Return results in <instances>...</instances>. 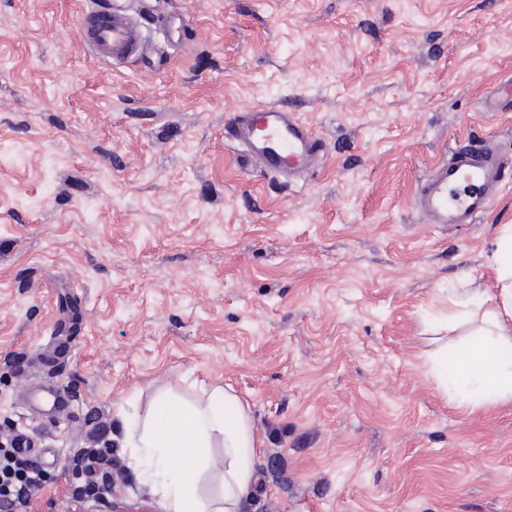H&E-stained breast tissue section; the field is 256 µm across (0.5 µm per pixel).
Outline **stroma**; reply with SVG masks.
<instances>
[{
  "label": "stroma",
  "mask_w": 512,
  "mask_h": 512,
  "mask_svg": "<svg viewBox=\"0 0 512 512\" xmlns=\"http://www.w3.org/2000/svg\"><path fill=\"white\" fill-rule=\"evenodd\" d=\"M87 3L0 0V421L37 443L34 512H163L119 408L224 384L282 458L263 512H512V404L462 408L425 368L452 299L494 285L512 189L474 224L413 209L455 143L512 157V112L480 109L512 0H159L150 58L118 66L78 41ZM268 105L322 141L287 184L224 136ZM97 428L122 471L78 503Z\"/></svg>",
  "instance_id": "stroma-1"
}]
</instances>
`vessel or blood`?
<instances>
[{
	"instance_id": "obj_1",
	"label": "vessel or blood",
	"mask_w": 512,
	"mask_h": 512,
	"mask_svg": "<svg viewBox=\"0 0 512 512\" xmlns=\"http://www.w3.org/2000/svg\"><path fill=\"white\" fill-rule=\"evenodd\" d=\"M81 37L96 58L111 63L148 48L142 19L124 9L84 11ZM230 134L250 163L290 181L322 161L319 138L283 106L237 114ZM511 184L512 161L485 139L449 150L418 182L414 209L428 224H472Z\"/></svg>"
}]
</instances>
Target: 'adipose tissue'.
I'll use <instances>...</instances> for the list:
<instances>
[{"instance_id": "ef3b65f1", "label": "adipose tissue", "mask_w": 512, "mask_h": 512, "mask_svg": "<svg viewBox=\"0 0 512 512\" xmlns=\"http://www.w3.org/2000/svg\"><path fill=\"white\" fill-rule=\"evenodd\" d=\"M495 288L471 289L461 298L473 341L458 352L456 375L448 373V350L430 355L427 370L437 388L462 390L478 407L512 403V225H502L489 258ZM131 444L129 463L164 512H248L260 490L263 446L250 404L231 387L202 397L159 394L142 413L123 412ZM223 451L214 461L211 451ZM222 466L220 490L205 493L204 476Z\"/></svg>"}]
</instances>
